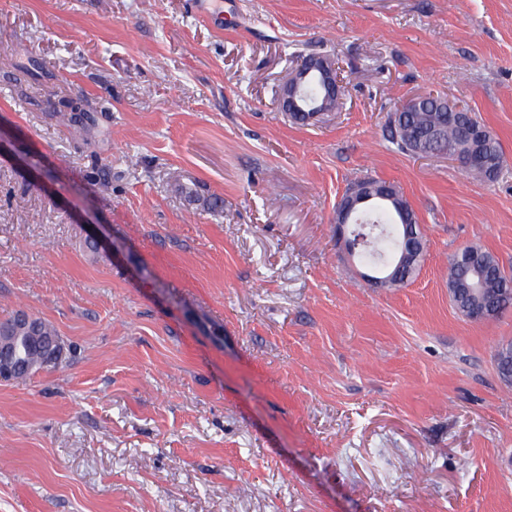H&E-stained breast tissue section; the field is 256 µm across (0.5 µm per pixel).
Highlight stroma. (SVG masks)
<instances>
[{
  "label": "stroma",
  "instance_id": "stroma-1",
  "mask_svg": "<svg viewBox=\"0 0 512 512\" xmlns=\"http://www.w3.org/2000/svg\"><path fill=\"white\" fill-rule=\"evenodd\" d=\"M210 9L0 0V320L66 345L0 381V512H512V312L467 319L443 274L467 245L512 274V0ZM309 55L344 93L300 125L276 103ZM428 93L497 136L495 182L392 143ZM363 178L425 235L407 287L336 224Z\"/></svg>",
  "mask_w": 512,
  "mask_h": 512
}]
</instances>
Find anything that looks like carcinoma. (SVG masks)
I'll return each instance as SVG.
<instances>
[{"label":"carcinoma","mask_w":512,"mask_h":512,"mask_svg":"<svg viewBox=\"0 0 512 512\" xmlns=\"http://www.w3.org/2000/svg\"><path fill=\"white\" fill-rule=\"evenodd\" d=\"M302 72L308 76L301 84L303 115L295 114L291 119L302 124L308 120V113L328 111L339 108V97L327 96L319 79V74L311 69L308 60H303ZM485 130L475 114L441 96L428 94L409 109H398L390 122V137L398 148L415 155H429L445 152L449 149L461 155L476 154L482 158L478 167L466 169V172L492 182L499 176L504 155L497 137L486 130V136L475 138L471 130ZM365 184L375 193L381 190L397 195L395 203L376 200L367 207H358L348 218L352 226L353 244L357 246L359 259L365 264L389 258L394 263L402 254L407 243H425L424 234L415 220L414 211L395 187L384 181L369 179ZM417 264H404L387 281V288H402L412 278ZM481 281V296L475 298L468 289L460 284ZM448 287L455 307L465 316L470 315L474 307L483 309L486 318L494 319L512 308V276L507 274L500 262L488 251L471 246L466 248L463 261L457 256L448 260ZM42 331L33 336L20 333L14 339L15 359L22 363L24 371L18 378L25 379L48 369L42 352V337L56 336V328L46 320H40Z\"/></svg>","instance_id":"1"}]
</instances>
